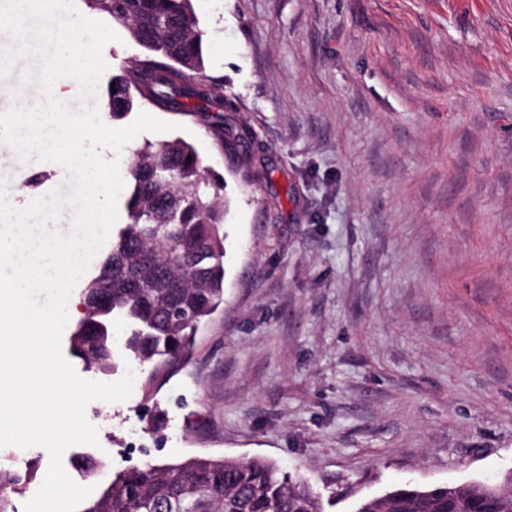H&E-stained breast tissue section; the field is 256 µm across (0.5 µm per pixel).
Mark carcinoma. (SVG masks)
Returning a JSON list of instances; mask_svg holds the SVG:
<instances>
[{
  "label": "carcinoma",
  "instance_id": "cac0c4a2",
  "mask_svg": "<svg viewBox=\"0 0 512 512\" xmlns=\"http://www.w3.org/2000/svg\"><path fill=\"white\" fill-rule=\"evenodd\" d=\"M147 51L120 75L109 93L112 119L137 105L184 112L202 105L223 129L224 85L197 80L204 68L203 33L191 0H85ZM129 221L112 240L100 274L83 291L111 296L91 305L71 337L86 369H114L112 323L124 321V347L140 362L164 367L192 355L199 327L224 304L223 183L205 174L196 148L179 138L148 142L127 169ZM20 480L0 469V512ZM325 512L303 479L263 458L185 459L127 468L112 490L87 502L83 512ZM354 512H512V476L479 483L400 485L360 500Z\"/></svg>",
  "mask_w": 512,
  "mask_h": 512
}]
</instances>
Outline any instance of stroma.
I'll list each match as a JSON object with an SVG mask.
<instances>
[{
	"mask_svg": "<svg viewBox=\"0 0 512 512\" xmlns=\"http://www.w3.org/2000/svg\"><path fill=\"white\" fill-rule=\"evenodd\" d=\"M204 74L224 82L231 157L207 115L182 125L223 179L224 303L189 362L150 365L115 322L97 445L63 455L103 489L144 461L263 457L328 512L410 483L512 474V0H192ZM144 56L105 45L96 96ZM18 207L66 189L55 162L0 141ZM137 428L151 457L118 455Z\"/></svg>",
	"mask_w": 512,
	"mask_h": 512,
	"instance_id": "1",
	"label": "stroma"
}]
</instances>
